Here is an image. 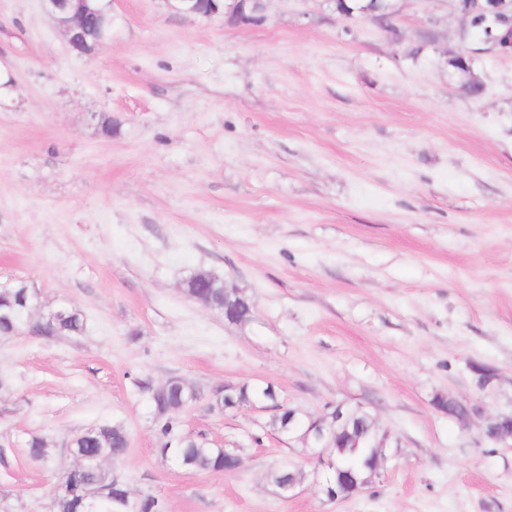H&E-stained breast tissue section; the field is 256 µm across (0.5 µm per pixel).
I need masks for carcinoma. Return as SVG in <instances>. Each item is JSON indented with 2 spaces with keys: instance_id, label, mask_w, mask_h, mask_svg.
<instances>
[{
  "instance_id": "1",
  "label": "carcinoma",
  "mask_w": 512,
  "mask_h": 512,
  "mask_svg": "<svg viewBox=\"0 0 512 512\" xmlns=\"http://www.w3.org/2000/svg\"><path fill=\"white\" fill-rule=\"evenodd\" d=\"M340 14L352 12L383 18L388 15L391 4L388 0H335ZM461 10L466 12L470 34L478 36L482 43L491 47L512 45V24L490 26L481 7L464 0ZM188 296L200 298L207 306L224 309V280L209 274H196L185 282ZM37 299L36 292L24 281H18L0 289V337L13 336L23 329L34 336L51 339L58 336L78 334L84 329V318L80 311L60 304L46 318L24 323L23 316ZM194 391L181 379L170 380L165 387L153 392L148 400L154 413L161 419V446L158 453L175 466L192 470L224 471V449L212 448L207 443L190 439L180 434L175 417L189 402ZM276 401L272 386L241 385L232 390L220 404L229 408L253 407ZM306 415L290 408L275 417L272 426L281 435L302 431ZM376 430L367 416L355 410L349 412L346 428L339 435L332 452L339 467L350 469L363 476L368 471L377 449L371 447ZM78 462L62 476L61 491L52 502V512H165L160 499L151 494L132 495L125 482L104 469L103 464L125 457L128 452V435L120 425L102 424L78 434L71 442ZM28 457L43 468L50 470L54 457L49 441L33 435L27 441ZM274 486L293 482L297 485L305 480V473L286 465L277 467L268 474Z\"/></svg>"
}]
</instances>
